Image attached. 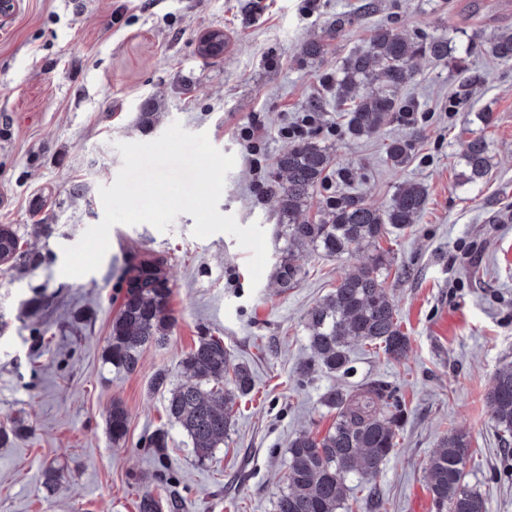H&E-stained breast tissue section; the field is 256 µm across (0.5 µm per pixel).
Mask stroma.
Segmentation results:
<instances>
[{"instance_id": "1", "label": "stroma", "mask_w": 512, "mask_h": 512, "mask_svg": "<svg viewBox=\"0 0 512 512\" xmlns=\"http://www.w3.org/2000/svg\"><path fill=\"white\" fill-rule=\"evenodd\" d=\"M7 0L0 5V224L12 225L22 250L41 255L36 268L0 264V420H24L26 433L0 447V512H138L140 495L160 477L179 512H273L285 486L288 442L307 430L325 434L334 414L321 403L334 388L381 379L403 401L405 423L396 452L374 483L349 478L353 512H436L427 461L449 430L466 431L472 456L465 481L488 500L489 512H512V437L502 435L486 401L498 369L512 363V61L489 55L484 40L512 26V0ZM392 28L414 40L445 36L474 42L467 73L417 58L405 90L418 105L420 137L410 163L394 168L385 145L404 136L391 124L370 138L343 136L336 91L324 84L344 58L364 48L372 28ZM220 28L224 56L201 58L199 37ZM328 52L301 54L311 39ZM159 96L165 109L151 124L140 105ZM324 102L311 131L330 146L335 168L350 181L318 189L319 207L335 191H352L377 207L389 205L407 181L428 193L411 232L383 238L392 266L382 277L409 339L404 358L356 345L354 370L342 376L296 370L308 356L305 318L345 274L367 262L369 249L328 258L308 249L298 262L306 276L281 290L264 270L252 285L250 251L235 237L193 234L194 219L178 215L166 231L148 223L114 225L109 249L92 273L62 275L63 249L101 222L102 187L123 165L121 142H150L173 123L207 133L233 155L220 213L239 225L259 223L273 237L275 194L258 198L254 167L268 186L281 182L276 157L292 139L310 98ZM489 112L481 126L475 115ZM265 125L266 139L248 155L241 128ZM491 146L493 168L478 187L460 184V155L474 135ZM82 185L74 195V185ZM158 256L174 286V329L167 344L147 349L128 373L104 361L116 274L130 257ZM46 294L37 315L22 308L34 289ZM44 330L35 349L32 328ZM223 337L234 362L247 364L255 388L240 401L228 441L197 465L187 437L169 424L162 391L151 379L178 363L198 336ZM129 415L126 440L113 446L106 417L113 402ZM168 429L164 457L142 447ZM67 468L64 491L49 494L41 472L49 460Z\"/></svg>"}]
</instances>
